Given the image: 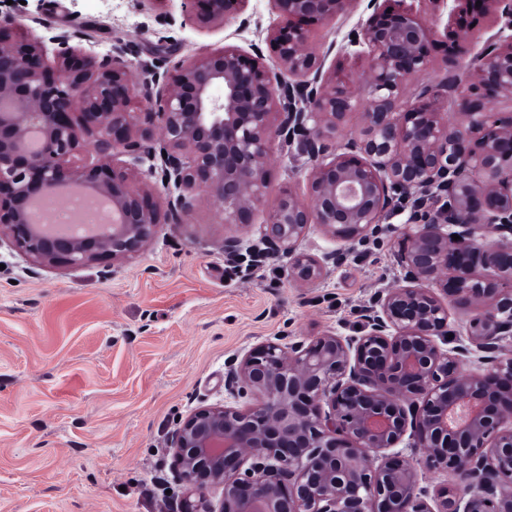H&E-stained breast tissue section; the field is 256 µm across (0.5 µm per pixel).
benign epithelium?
<instances>
[{"label":"benign epithelium","mask_w":512,"mask_h":512,"mask_svg":"<svg viewBox=\"0 0 512 512\" xmlns=\"http://www.w3.org/2000/svg\"><path fill=\"white\" fill-rule=\"evenodd\" d=\"M164 25L245 32L252 0H135ZM0 0V245L38 267L104 269L141 252L204 196L242 229L269 183L271 143L307 155L309 201L291 187L224 260L288 258L322 281L408 212L394 236L399 283L361 310L363 334L268 340L225 364L241 408L200 406L167 441L188 488H222L219 510L182 512H512V0H267L278 65L234 45L155 65L134 79L117 42L78 58L67 32L16 36ZM363 9L349 45L368 65L330 75L315 28ZM489 35L470 44V25ZM442 42L446 78L406 99ZM358 132L339 149L346 118ZM455 121H448V115ZM86 147L98 157L79 164ZM148 164L164 199L114 164ZM340 246L300 249L311 228ZM458 235L454 240L452 235ZM469 314L451 328L449 309ZM421 463L447 475L419 487Z\"/></svg>","instance_id":"1"}]
</instances>
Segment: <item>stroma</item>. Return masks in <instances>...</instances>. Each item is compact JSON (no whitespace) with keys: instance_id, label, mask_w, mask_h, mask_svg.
Wrapping results in <instances>:
<instances>
[{"instance_id":"35a3bbf8","label":"stroma","mask_w":512,"mask_h":512,"mask_svg":"<svg viewBox=\"0 0 512 512\" xmlns=\"http://www.w3.org/2000/svg\"><path fill=\"white\" fill-rule=\"evenodd\" d=\"M25 33L87 32L97 52L123 41L134 75L166 57L232 44H272L235 24L162 30L131 0H15ZM263 223L284 186L307 197V158L273 142ZM234 229L207 199L161 225L116 272L35 269L0 248V512H180L184 487L166 440L181 418L227 401L224 365L274 339L358 334L360 307L395 284L392 237L313 287L288 261L232 270L221 246Z\"/></svg>"}]
</instances>
